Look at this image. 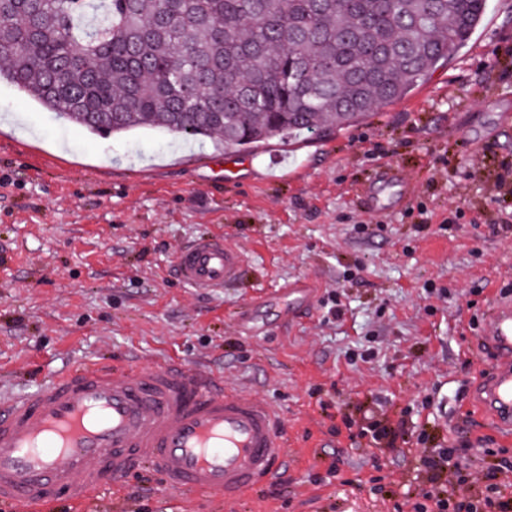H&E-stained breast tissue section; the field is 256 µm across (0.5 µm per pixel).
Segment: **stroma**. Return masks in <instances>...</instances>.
Here are the masks:
<instances>
[{
    "instance_id": "obj_1",
    "label": "stroma",
    "mask_w": 512,
    "mask_h": 512,
    "mask_svg": "<svg viewBox=\"0 0 512 512\" xmlns=\"http://www.w3.org/2000/svg\"><path fill=\"white\" fill-rule=\"evenodd\" d=\"M233 164L234 178L211 164ZM397 169L408 197L377 210ZM246 261L222 290L174 273L193 239ZM300 277L314 312L242 324ZM512 296V0L405 98L321 138L222 149L90 133L0 82V393L97 361L183 362L273 406L287 450L243 495H178L140 466L86 512H406L449 449L512 461L471 404L490 302ZM342 306L333 316V303ZM404 420L407 450L373 442Z\"/></svg>"
}]
</instances>
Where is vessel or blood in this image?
Returning a JSON list of instances; mask_svg holds the SVG:
<instances>
[{"instance_id": "vessel-or-blood-1", "label": "vessel or blood", "mask_w": 512, "mask_h": 512, "mask_svg": "<svg viewBox=\"0 0 512 512\" xmlns=\"http://www.w3.org/2000/svg\"><path fill=\"white\" fill-rule=\"evenodd\" d=\"M245 260L219 237L177 256L179 279L195 288L236 283ZM493 366L473 400L512 434V299L492 303L478 338ZM284 422L268 405L187 365L108 364L72 368L34 394H0V512H71L146 462L175 493L238 496L270 476L284 452Z\"/></svg>"}]
</instances>
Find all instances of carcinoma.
I'll list each match as a JSON object with an SVG mask.
<instances>
[{"label":"carcinoma","instance_id":"1","mask_svg":"<svg viewBox=\"0 0 512 512\" xmlns=\"http://www.w3.org/2000/svg\"><path fill=\"white\" fill-rule=\"evenodd\" d=\"M486 0H0V80L92 133L248 148L358 122L470 38Z\"/></svg>","mask_w":512,"mask_h":512}]
</instances>
